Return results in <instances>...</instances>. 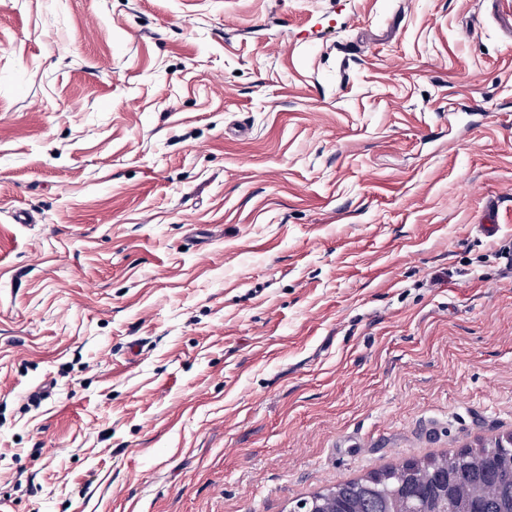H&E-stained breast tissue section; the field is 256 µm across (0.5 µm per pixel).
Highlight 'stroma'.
I'll list each match as a JSON object with an SVG mask.
<instances>
[{
	"label": "stroma",
	"mask_w": 512,
	"mask_h": 512,
	"mask_svg": "<svg viewBox=\"0 0 512 512\" xmlns=\"http://www.w3.org/2000/svg\"><path fill=\"white\" fill-rule=\"evenodd\" d=\"M509 433L512 0H0L15 512H292Z\"/></svg>",
	"instance_id": "35a3bbf8"
}]
</instances>
